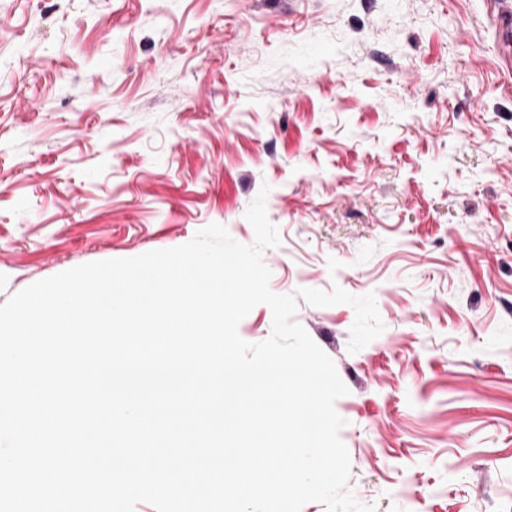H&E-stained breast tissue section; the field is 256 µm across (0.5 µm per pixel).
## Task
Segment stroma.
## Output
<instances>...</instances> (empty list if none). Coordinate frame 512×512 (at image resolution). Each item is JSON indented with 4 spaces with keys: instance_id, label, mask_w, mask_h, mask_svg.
I'll return each mask as SVG.
<instances>
[{
    "instance_id": "stroma-1",
    "label": "stroma",
    "mask_w": 512,
    "mask_h": 512,
    "mask_svg": "<svg viewBox=\"0 0 512 512\" xmlns=\"http://www.w3.org/2000/svg\"><path fill=\"white\" fill-rule=\"evenodd\" d=\"M487 0H0V304L70 268L239 243L349 389L375 512H512V74Z\"/></svg>"
}]
</instances>
